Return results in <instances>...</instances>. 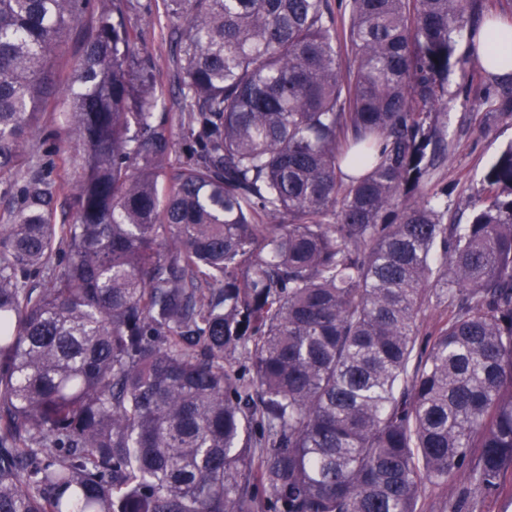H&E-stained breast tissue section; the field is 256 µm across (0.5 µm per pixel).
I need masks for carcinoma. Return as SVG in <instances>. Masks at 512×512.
<instances>
[{"instance_id":"carcinoma-1","label":"carcinoma","mask_w":512,"mask_h":512,"mask_svg":"<svg viewBox=\"0 0 512 512\" xmlns=\"http://www.w3.org/2000/svg\"><path fill=\"white\" fill-rule=\"evenodd\" d=\"M197 149L169 162L131 0H0V512H461L512 468V143L467 224L458 42L512 120L487 0H164ZM95 23L67 87L54 58ZM66 95L75 219L31 141ZM41 277L44 286L28 282ZM448 317L418 341L430 298Z\"/></svg>"}]
</instances>
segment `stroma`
<instances>
[{
    "mask_svg": "<svg viewBox=\"0 0 512 512\" xmlns=\"http://www.w3.org/2000/svg\"><path fill=\"white\" fill-rule=\"evenodd\" d=\"M129 25L136 37L141 58L152 67L158 94V112L167 115L173 132L174 147L170 162L179 165L192 155L195 144L185 125L189 111L187 102L177 91V64L174 55V34L177 25L163 0H132ZM457 64L448 79L444 99L447 103L448 134L454 144L447 159L434 171L427 188L446 196L451 209L462 219H469L472 205L481 187V180L499 151L512 142V123L500 122L481 127L480 121L489 110L479 83H467L474 69L467 55L466 42H459ZM41 129L35 141H48L55 146L63 165L58 175L69 184H76L82 175V152L66 134L64 100L55 98L42 108ZM450 494L464 502L462 512H512V469L504 476V488L496 493H472L466 478H459Z\"/></svg>",
    "mask_w": 512,
    "mask_h": 512,
    "instance_id": "stroma-1",
    "label": "stroma"
}]
</instances>
